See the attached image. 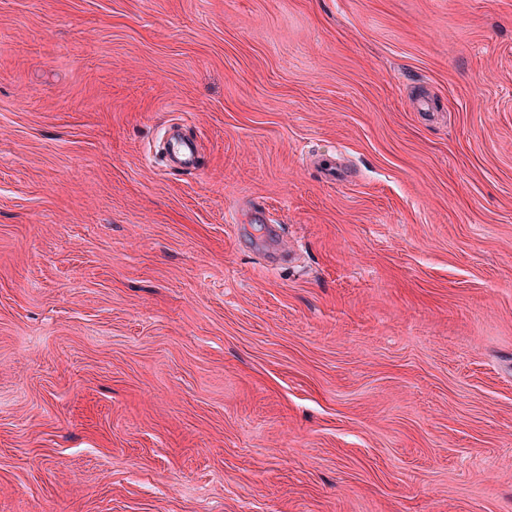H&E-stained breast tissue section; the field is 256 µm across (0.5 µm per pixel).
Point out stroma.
Returning <instances> with one entry per match:
<instances>
[{
  "label": "stroma",
  "mask_w": 512,
  "mask_h": 512,
  "mask_svg": "<svg viewBox=\"0 0 512 512\" xmlns=\"http://www.w3.org/2000/svg\"><path fill=\"white\" fill-rule=\"evenodd\" d=\"M0 512H512V0H0ZM169 163L178 171L194 172L198 170L197 142L172 131L167 140Z\"/></svg>",
  "instance_id": "1"
}]
</instances>
